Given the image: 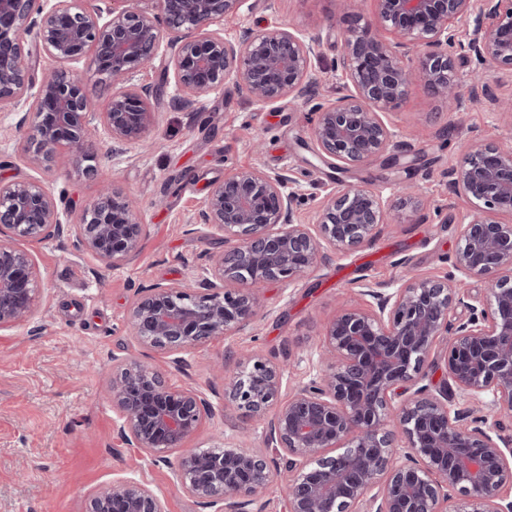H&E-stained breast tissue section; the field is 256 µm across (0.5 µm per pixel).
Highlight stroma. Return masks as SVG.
<instances>
[{
  "label": "stroma",
  "mask_w": 512,
  "mask_h": 512,
  "mask_svg": "<svg viewBox=\"0 0 512 512\" xmlns=\"http://www.w3.org/2000/svg\"><path fill=\"white\" fill-rule=\"evenodd\" d=\"M343 8L342 0H273L271 10L246 20L251 26L263 18L297 31L322 24L311 72L315 103L336 98L342 85L335 62L345 32ZM157 110L143 148L105 155L89 176L76 170L64 149L49 170L33 171L24 159L18 114L0 112V178L38 176L75 210L107 185L135 201L146 226L138 251L114 268L80 251L68 235L23 242L42 283L30 317L0 330V512H85L101 486L126 478L152 489L164 512H207L176 479L180 449L155 462L119 436L108 397L118 359L136 357L172 385L206 394L216 414L190 447L220 448L225 436L243 432L252 448L263 449V424L224 402L225 371L259 352L285 365L290 385L307 381L326 324L340 304L359 302L363 285L444 276L472 206L449 190L442 173L459 165L461 147L471 137L512 139V112L494 110L482 99L452 112L419 82L384 114L396 145L341 173L314 155L312 105L290 99L254 105L229 84L202 99L198 109L164 99ZM234 167L293 177L303 192L294 215L301 224L312 223L327 194L348 184L387 194L411 181L424 187L426 203L417 212L400 211L398 223L380 225L359 250L328 251L293 285L247 284L263 316L183 353L178 365L172 356L136 345L126 326L128 309L138 290L195 279L223 250L221 237L192 218L211 183Z\"/></svg>",
  "instance_id": "1"
}]
</instances>
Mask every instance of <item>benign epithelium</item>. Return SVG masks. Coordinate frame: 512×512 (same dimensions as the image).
Instances as JSON below:
<instances>
[{
    "label": "benign epithelium",
    "instance_id": "7a95c632",
    "mask_svg": "<svg viewBox=\"0 0 512 512\" xmlns=\"http://www.w3.org/2000/svg\"><path fill=\"white\" fill-rule=\"evenodd\" d=\"M267 0H0V112L21 104L17 127L37 145L34 168L59 149L77 170L94 171L101 129L114 145H141L157 120L154 101L167 84L138 82L166 49L172 99L192 106L224 89L259 106L309 100L307 75L318 56L321 27L306 32L243 25ZM472 26L462 38L454 21ZM334 100L314 107L315 156L337 170L378 157L396 137L382 118L418 81L448 102L465 100L457 63L487 59L512 70V0H376L375 20L344 14ZM56 62L34 81L27 37ZM112 84L103 111L85 91L83 62ZM448 184L472 204L451 271L441 279L369 288L375 303L346 305L328 323L316 373L282 397L283 374L262 355L247 356L224 375V402L264 419L269 459L234 442L188 448L177 479L200 504L250 512L277 474L286 473L285 512H512V143L469 141ZM301 194L285 173L236 170L212 185L196 223L224 235L195 284L157 285L130 307L127 324L143 348L175 356L240 329L257 316L254 295L236 283H295L326 251L370 243L391 208L417 209L420 190L389 204L379 190L349 186L327 196L315 222L296 224ZM145 225L133 202L109 189L72 224L61 219L54 191L42 180L0 181V330L25 321L41 279L32 256L15 246L69 232L107 267L138 251ZM488 283L484 302L466 301L465 280ZM456 306L466 321H452ZM448 336L447 383L421 384L436 342ZM117 429L153 461L195 437L215 407L191 387L130 359L109 386ZM86 512H163L157 495L134 479L100 488Z\"/></svg>",
    "mask_w": 512,
    "mask_h": 512
}]
</instances>
